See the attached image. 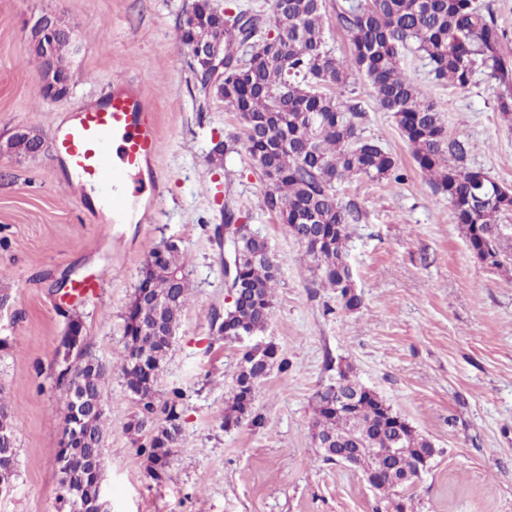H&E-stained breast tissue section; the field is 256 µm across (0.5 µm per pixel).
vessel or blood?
Here are the masks:
<instances>
[{
  "instance_id": "vessel-or-blood-1",
  "label": "vessel or blood",
  "mask_w": 512,
  "mask_h": 512,
  "mask_svg": "<svg viewBox=\"0 0 512 512\" xmlns=\"http://www.w3.org/2000/svg\"><path fill=\"white\" fill-rule=\"evenodd\" d=\"M56 149L79 186L101 194L113 217H123L135 195L128 177L142 173L160 150L144 91L113 86L110 94L74 116L58 136Z\"/></svg>"
}]
</instances>
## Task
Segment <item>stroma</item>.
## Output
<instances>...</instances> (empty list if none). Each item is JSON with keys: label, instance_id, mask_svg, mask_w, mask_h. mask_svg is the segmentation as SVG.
Here are the masks:
<instances>
[{"label": "stroma", "instance_id": "35a3bbf8", "mask_svg": "<svg viewBox=\"0 0 512 512\" xmlns=\"http://www.w3.org/2000/svg\"><path fill=\"white\" fill-rule=\"evenodd\" d=\"M193 0H0V144L34 131V155L0 154V397L13 411L17 478L0 512H60L56 450L64 408L55 351L71 318L92 357L113 363L105 384L102 494L108 512H391L360 470L325 463L311 434L317 391L351 366L366 388L429 439L437 453L403 496L406 512H512V264L490 268L468 249L448 198L415 163L367 81L348 84L359 128L393 156L402 181L353 178L337 187L355 203L348 263L358 309L338 307L304 247L262 207L263 182L245 154L209 152L238 127L223 101L199 106L178 38ZM49 17L71 28L69 86L54 96L32 52ZM400 66L441 107L449 138L468 141L467 167L512 188V121L483 65L459 88L436 80L407 51ZM141 87L161 149L156 193L113 220L91 202L55 151L69 117L111 92ZM265 237L281 270L265 334L288 372H272L254 403L261 427L224 429V402L241 346L210 326L223 311L225 206ZM148 210L152 219L138 220ZM175 241L189 258L192 297L159 389L185 393L183 443L166 477L152 480L127 431L135 408L115 366L123 315L152 251ZM100 277L94 298L58 284Z\"/></svg>", "mask_w": 512, "mask_h": 512}]
</instances>
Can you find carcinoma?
<instances>
[{"instance_id":"cac0c4a2","label":"carcinoma","mask_w":512,"mask_h":512,"mask_svg":"<svg viewBox=\"0 0 512 512\" xmlns=\"http://www.w3.org/2000/svg\"><path fill=\"white\" fill-rule=\"evenodd\" d=\"M234 26L214 0H194L192 14L180 20V40L187 45L222 39L224 81L207 87L192 76L202 103L216 97L238 114L241 131L213 147L210 160L224 163L244 150L263 179V206L315 263L320 284L336 293V302L354 310L362 304L347 261L349 227L360 213L336 197V186L356 176L399 180L396 162L377 142L358 129V106L337 90L358 78L368 81L383 110L391 113L411 148L418 167L448 195L457 223L470 249L482 263L498 268L512 260L499 240L502 219L512 214V188L479 197L478 180L495 182L465 165L470 147L448 140L440 108L425 99L401 69L400 55L409 49L428 60L436 80L463 88L476 62L504 88L512 86V62L504 56V33L473 0H352L337 13L351 49L336 55L325 36L324 0H272L268 10L237 6ZM16 152H38L42 139L16 134ZM236 256L235 300L214 313L211 328L224 341L250 336L257 345L243 349L232 375L224 407V429L247 422L262 425L253 411L256 394L273 369L288 371L274 345L258 346L268 327L278 262L265 238L250 228L232 241ZM141 283L124 315V351L119 365L127 393L137 412L128 426L139 454L148 461V475L159 482L167 475L171 449L182 441L184 393L173 386L160 398L156 386L172 338L191 296L186 259L178 243L167 242L164 256H151ZM55 357L70 361L72 374L60 372L64 407L79 404L76 446L59 448L56 461L59 490L74 487L85 512H106L96 469L104 447V387L112 366L85 349H68L63 337ZM313 437L323 461L336 452H357L352 465L380 472L376 488L410 487L422 458L436 448L418 434L348 368H338L336 381L318 391L312 408ZM16 477L15 445L0 446V476Z\"/></svg>"}]
</instances>
